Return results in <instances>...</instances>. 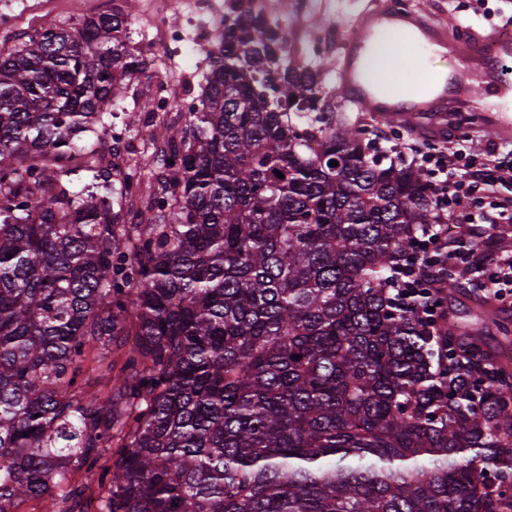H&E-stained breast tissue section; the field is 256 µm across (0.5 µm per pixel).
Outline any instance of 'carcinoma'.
<instances>
[{
	"instance_id": "carcinoma-1",
	"label": "carcinoma",
	"mask_w": 512,
	"mask_h": 512,
	"mask_svg": "<svg viewBox=\"0 0 512 512\" xmlns=\"http://www.w3.org/2000/svg\"><path fill=\"white\" fill-rule=\"evenodd\" d=\"M127 20L0 50V512H86L78 471L98 512H512V347L489 330L512 341V314L391 299L427 178L323 112V67L253 0L182 135L153 133L155 181L114 164L75 190L80 134L138 70Z\"/></svg>"
}]
</instances>
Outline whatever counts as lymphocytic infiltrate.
I'll return each instance as SVG.
<instances>
[{
	"label": "lymphocytic infiltrate",
	"mask_w": 512,
	"mask_h": 512,
	"mask_svg": "<svg viewBox=\"0 0 512 512\" xmlns=\"http://www.w3.org/2000/svg\"><path fill=\"white\" fill-rule=\"evenodd\" d=\"M407 149L412 165L428 178L438 220L425 233L417 259L393 272L396 302L425 312L438 307L439 283L427 270L442 263L462 281L481 272L482 293L512 301V250L486 251L502 226L512 224V156L495 146L474 152L457 135L432 151L412 143Z\"/></svg>",
	"instance_id": "f902f5d3"
}]
</instances>
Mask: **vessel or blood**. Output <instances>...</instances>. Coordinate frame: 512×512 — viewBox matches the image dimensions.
Here are the masks:
<instances>
[{
	"instance_id": "1",
	"label": "vessel or blood",
	"mask_w": 512,
	"mask_h": 512,
	"mask_svg": "<svg viewBox=\"0 0 512 512\" xmlns=\"http://www.w3.org/2000/svg\"><path fill=\"white\" fill-rule=\"evenodd\" d=\"M451 55L460 65L430 67ZM340 96L380 121L446 134L458 112L476 107L484 127L512 139V36L454 37L421 8L367 0L336 61Z\"/></svg>"
}]
</instances>
